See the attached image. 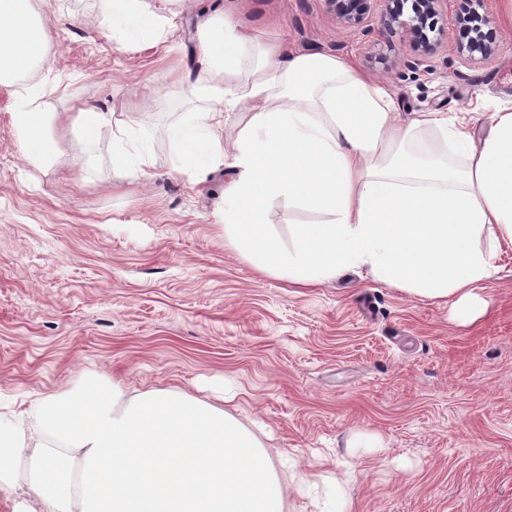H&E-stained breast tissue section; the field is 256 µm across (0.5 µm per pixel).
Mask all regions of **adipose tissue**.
<instances>
[{
  "label": "adipose tissue",
  "instance_id": "1",
  "mask_svg": "<svg viewBox=\"0 0 512 512\" xmlns=\"http://www.w3.org/2000/svg\"><path fill=\"white\" fill-rule=\"evenodd\" d=\"M103 29L153 45L171 20L144 0H102ZM203 65L229 89L206 112L183 113L171 137L179 169L195 180L233 169L224 189V243L267 276L315 288L349 274L412 297L451 303L470 321L483 305L479 284L497 268L478 242L512 245V110L491 113L477 138L444 112L397 120L391 91L349 60L319 51L261 46L231 14L202 30ZM48 31L33 0H0V83L14 88L12 130L22 160L46 165L59 148L60 119L45 111L52 86L27 81L45 60ZM245 106L232 144L222 103ZM86 144L101 130L118 145L112 167L130 176L152 166L128 151L125 122L80 109L70 122ZM274 205L322 214L292 224L287 239L266 222ZM29 423L37 444L29 486L53 512H283L285 489L262 442L223 408L173 389L127 396L119 382L82 377L33 395L18 412L0 411V479L22 451ZM82 468L74 488L70 461Z\"/></svg>",
  "mask_w": 512,
  "mask_h": 512
}]
</instances>
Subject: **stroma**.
<instances>
[{
	"instance_id": "35a3bbf8",
	"label": "stroma",
	"mask_w": 512,
	"mask_h": 512,
	"mask_svg": "<svg viewBox=\"0 0 512 512\" xmlns=\"http://www.w3.org/2000/svg\"><path fill=\"white\" fill-rule=\"evenodd\" d=\"M146 2L176 14L169 53L106 36L100 0H35L51 41L28 78L55 86L45 107L61 119L124 113L128 149L152 156L147 176L113 170L106 131L89 176L68 129L45 167L26 165L13 89L0 85V399L82 375L130 395L184 391L256 427L272 461L289 459L284 512H312L302 476L332 512H512V246L497 248L479 290L489 306L469 324L367 274L295 288L225 247L231 171L191 183L170 143L181 113L211 105L190 86L203 74L201 25L217 11L241 15L260 43L346 58L393 92L400 118L445 112L478 137L490 112L512 108V32L498 27L495 54L472 63L455 53L457 0L423 57L410 34L384 31L380 0L360 29L326 0ZM0 512H45L26 457L0 482Z\"/></svg>"
}]
</instances>
